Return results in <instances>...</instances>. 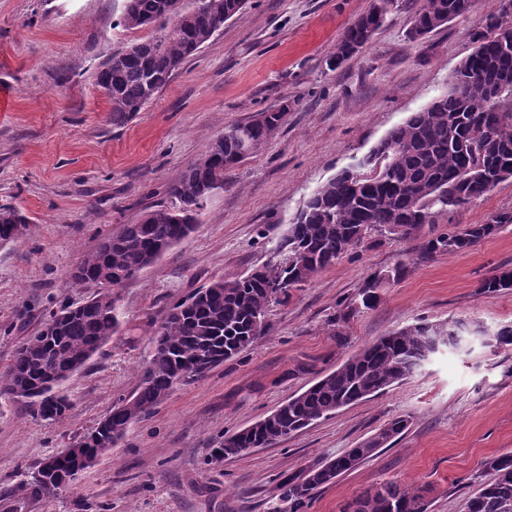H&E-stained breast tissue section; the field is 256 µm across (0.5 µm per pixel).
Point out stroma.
Masks as SVG:
<instances>
[{"instance_id":"stroma-1","label":"stroma","mask_w":512,"mask_h":512,"mask_svg":"<svg viewBox=\"0 0 512 512\" xmlns=\"http://www.w3.org/2000/svg\"><path fill=\"white\" fill-rule=\"evenodd\" d=\"M372 0H248L201 52L174 73L142 112L113 124L94 74L112 54L147 40L121 20L122 0H0V205L33 224L0 245V371L61 304L97 289L73 284L83 254L168 201L167 190L224 129L281 104L290 109L270 143L227 173L195 231L115 288L120 327L66 380V418L34 417L0 397V512H289L285 478L335 458L389 420L409 419L395 442L321 489L306 512H341L363 491L397 481L426 491L427 512H463L480 464L512 451V346L444 350L417 375L340 409L276 446L230 461L213 450L225 435L270 414L368 342L407 326L463 318L512 326V289L480 291L512 268V224L471 250L411 264L356 309L365 280L448 229L512 211V178L415 238L383 237L272 304L268 331L204 377L175 387L112 448L50 497L19 483L73 446L136 391L157 329L171 306L215 280L265 263L311 195L355 166L392 128L445 92L474 49L472 33L495 0L412 41L420 0H400L370 44L336 69L327 60ZM348 321H339L344 309Z\"/></svg>"}]
</instances>
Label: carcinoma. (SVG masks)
I'll return each instance as SVG.
<instances>
[{"mask_svg": "<svg viewBox=\"0 0 512 512\" xmlns=\"http://www.w3.org/2000/svg\"><path fill=\"white\" fill-rule=\"evenodd\" d=\"M393 0H373L371 10L344 31L336 43L329 67L334 68L372 40L370 28L390 13ZM246 0H123L122 22L129 28L153 30L138 43L140 50L113 54L95 72V84L110 103L112 124L132 118L153 99L171 76L194 57L228 20L240 16ZM475 0H421L408 39L416 41L474 8ZM512 22V0H497L475 30L474 50L457 69L448 90L425 108L413 112L392 129L370 152L375 162L351 174L339 171L322 184L288 225L263 265L234 280H217L173 305L154 339L153 353L142 370L139 388L119 398L112 410L88 433L94 449L104 454L128 426L145 416L176 386L204 375L251 346L267 329L269 306L288 299L291 291L308 283L322 270L364 239L393 235L413 238L423 224L440 219L483 198L504 170L512 171V47H503L497 30ZM464 87L457 92V85ZM288 106L265 110L244 125L224 131L208 150L169 187L172 202L147 210L136 224L102 240L85 253L74 268L76 285L92 283L101 291L73 310L59 308L62 321L54 335L37 333L17 350L10 366L0 372V395L22 392L45 421L65 417L68 399L55 389L86 363L118 330L119 312L112 288L137 277L151 266L154 248L172 246L193 230L206 201L224 189V174L260 152L284 121ZM361 184L352 188V179ZM512 224V211L492 215L483 224H471L433 237L415 251L425 263L437 255L468 250ZM28 218L11 207H0V242L29 236ZM408 263L367 279L358 303L372 307L384 284L402 278ZM482 291L512 288V269L500 268L481 284ZM462 320L420 322L366 345L334 371L288 398L277 418L255 430L242 429L233 459L248 448L277 444L289 434L327 418L337 410L377 395L419 373L436 355L439 339L455 336ZM408 420L398 417L339 456L310 466L280 484V497L291 512L311 500L318 490L388 446ZM488 479L466 502V512H512V454L490 457L481 463ZM77 478L79 462L59 453L38 467L19 491L33 497L51 495L61 486L46 481L50 472ZM351 512H427L424 491L396 482L364 492L352 501Z\"/></svg>", "mask_w": 512, "mask_h": 512, "instance_id": "obj_1", "label": "carcinoma"}]
</instances>
